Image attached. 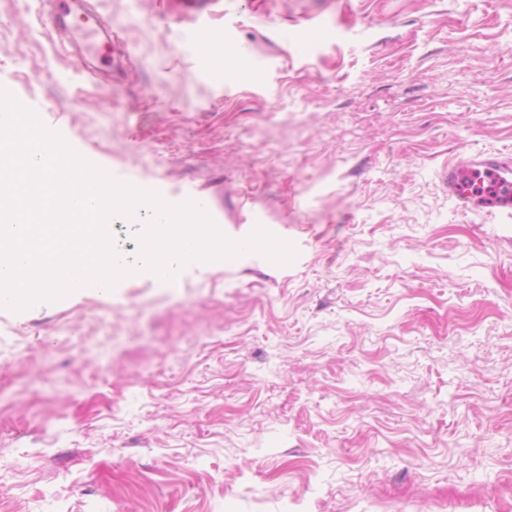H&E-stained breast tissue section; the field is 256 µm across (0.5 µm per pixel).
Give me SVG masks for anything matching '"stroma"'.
<instances>
[{
	"instance_id": "35a3bbf8",
	"label": "stroma",
	"mask_w": 512,
	"mask_h": 512,
	"mask_svg": "<svg viewBox=\"0 0 512 512\" xmlns=\"http://www.w3.org/2000/svg\"><path fill=\"white\" fill-rule=\"evenodd\" d=\"M90 2L130 59L0 0V87L297 255L0 311V512H512V222L439 177L512 159V0Z\"/></svg>"
}]
</instances>
